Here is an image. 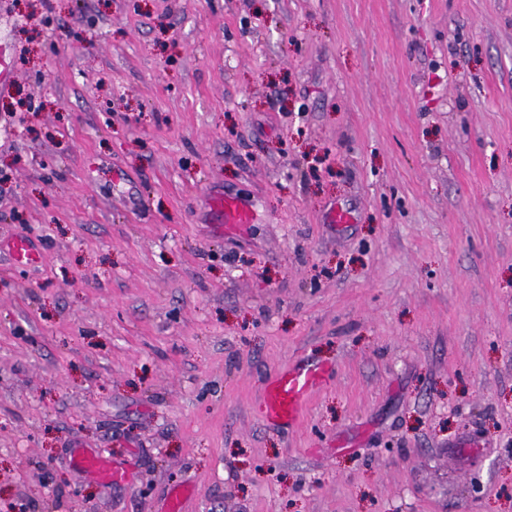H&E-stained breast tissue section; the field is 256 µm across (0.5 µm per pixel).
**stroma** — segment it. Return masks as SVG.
<instances>
[{
    "label": "stroma",
    "mask_w": 512,
    "mask_h": 512,
    "mask_svg": "<svg viewBox=\"0 0 512 512\" xmlns=\"http://www.w3.org/2000/svg\"><path fill=\"white\" fill-rule=\"evenodd\" d=\"M0 44V512H512V0H0ZM211 207L224 224H248L252 217L236 199L228 196H216L211 200ZM331 375L329 366L313 361L298 362L275 373L265 388L259 410L262 419L272 425H292ZM77 467L86 474L96 477L104 485L124 482L127 479L124 469L95 452L81 453L77 459Z\"/></svg>",
    "instance_id": "1"
}]
</instances>
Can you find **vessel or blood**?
I'll use <instances>...</instances> for the list:
<instances>
[{
	"mask_svg": "<svg viewBox=\"0 0 512 512\" xmlns=\"http://www.w3.org/2000/svg\"><path fill=\"white\" fill-rule=\"evenodd\" d=\"M211 207L221 222L227 224H247L252 220L250 211L228 196L214 197ZM331 375L329 366L313 361L299 362L274 374L265 388V397L260 407L262 419L272 425H292L313 395L327 384ZM77 466L105 485L127 479L124 469L95 452L81 453Z\"/></svg>",
	"mask_w": 512,
	"mask_h": 512,
	"instance_id": "vessel-or-blood-1",
	"label": "vessel or blood"
}]
</instances>
